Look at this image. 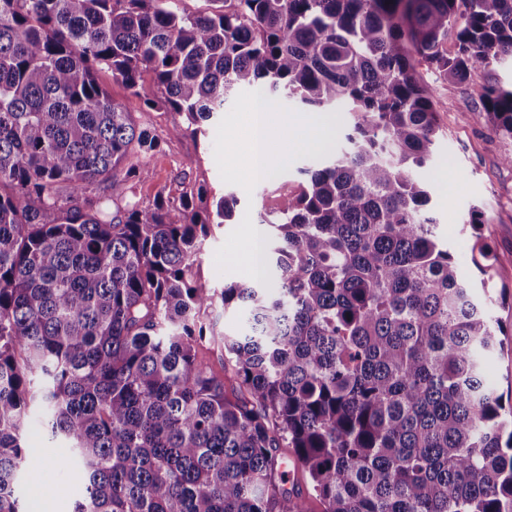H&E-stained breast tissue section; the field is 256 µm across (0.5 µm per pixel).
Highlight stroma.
Instances as JSON below:
<instances>
[{
    "mask_svg": "<svg viewBox=\"0 0 512 512\" xmlns=\"http://www.w3.org/2000/svg\"><path fill=\"white\" fill-rule=\"evenodd\" d=\"M97 77L112 101L132 112L140 126L162 141L154 155L129 156L132 164L148 166L150 175L135 188L141 206L152 204L158 192L179 195L192 186H204L209 200L235 196L237 205L230 221L211 225L197 264L201 278L215 286L251 282L239 256L244 249V229L260 223L262 216L278 207L284 194L296 190L302 171L321 164L324 138L336 137L352 122L349 113L323 112L329 122L325 136L301 126L307 108L283 96L270 100L274 112L298 120L288 130L274 131L272 153L277 160L268 178L255 180L228 161L244 146V126L253 93L242 89L229 97L224 110L207 123L205 134L185 132L171 136L173 126L184 124L182 114L170 111L151 71L141 75L137 91H130L111 71ZM418 78L433 90L438 135L434 160L420 172L430 187V213L438 236L446 240L462 275L479 282L481 275L471 262L476 238H483L492 252L491 262L499 274L481 300L496 324L499 345L484 367V380L512 406V139L489 133L483 113L475 109L477 97L471 85L436 78L419 68ZM26 461L18 486L23 505L32 495L50 487L56 512H71L80 483L75 474L62 470L58 462L68 454L64 443L52 439L41 412H34L22 435Z\"/></svg>",
    "mask_w": 512,
    "mask_h": 512,
    "instance_id": "35a3bbf8",
    "label": "stroma"
}]
</instances>
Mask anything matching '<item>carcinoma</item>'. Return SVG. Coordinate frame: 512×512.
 Here are the masks:
<instances>
[{"label":"carcinoma","instance_id":"1","mask_svg":"<svg viewBox=\"0 0 512 512\" xmlns=\"http://www.w3.org/2000/svg\"><path fill=\"white\" fill-rule=\"evenodd\" d=\"M0 0V512L33 409L87 483L73 512H512V409L483 378L493 325L435 232L418 169L435 103L512 57V0ZM455 51L448 53V40ZM153 72L193 132L243 88L356 116L281 206L278 287L216 292L195 264L231 217L199 186L152 206L118 167L162 140L98 82ZM512 139V88L475 84ZM124 201L112 213L100 192ZM474 264L497 275L480 240ZM247 315L220 369L200 355L215 298Z\"/></svg>","mask_w":512,"mask_h":512}]
</instances>
